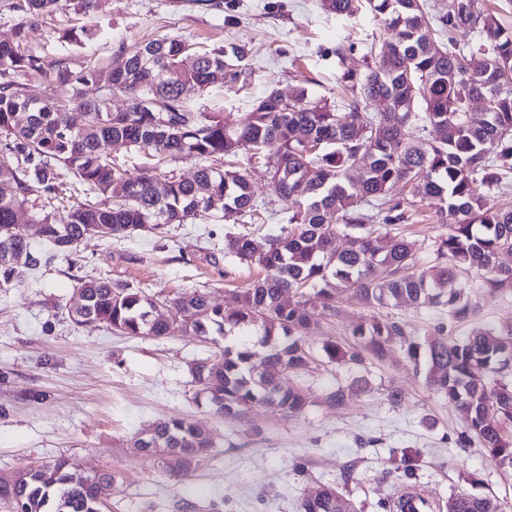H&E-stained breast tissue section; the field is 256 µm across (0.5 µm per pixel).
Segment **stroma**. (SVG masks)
I'll list each match as a JSON object with an SVG mask.
<instances>
[{
    "label": "stroma",
    "instance_id": "35a3bbf8",
    "mask_svg": "<svg viewBox=\"0 0 512 512\" xmlns=\"http://www.w3.org/2000/svg\"><path fill=\"white\" fill-rule=\"evenodd\" d=\"M86 27L94 34L72 45V55L104 65L121 47L173 33L249 51L253 73L246 82L219 80L190 94L196 107L238 122L266 90L287 95L303 80L314 97L341 99L343 70L363 72L367 43L390 38L371 14L339 18L322 0H108L94 17L69 9L31 23L26 47L54 58L60 32L81 34ZM247 175L263 207L261 223L210 218L121 241L86 239L69 258L25 272L16 287L0 290V474L58 460L77 474L114 471L117 488L105 512H298L301 499L324 485L342 493L355 512H393L410 489L440 504L462 491L489 495L502 512H512V472L478 442H466L465 418L429 389L400 345L386 361L360 368L283 373L281 385L300 387L306 409L287 419L262 405L240 423L195 397L190 365L213 354L214 345L178 332L163 339L124 336L103 323L70 319L81 278L108 277L163 298L205 291L214 303L234 306L238 290L261 271L225 257V234L277 235L287 225L266 165L249 166ZM432 212L423 205L416 223L390 228L414 240L427 261L448 233ZM458 286L475 307L467 322L450 323L444 307L373 308L346 294L337 316L320 320L306 345L321 354L326 342L349 340L352 326L373 316L405 323L417 336L440 326L452 340L512 325V290L487 292L475 274ZM349 385L362 389L353 402L325 404L328 388ZM171 418L204 424L215 442L185 481L131 446L144 428Z\"/></svg>",
    "mask_w": 512,
    "mask_h": 512
}]
</instances>
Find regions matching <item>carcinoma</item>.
Here are the masks:
<instances>
[{
	"label": "carcinoma",
	"mask_w": 512,
	"mask_h": 512,
	"mask_svg": "<svg viewBox=\"0 0 512 512\" xmlns=\"http://www.w3.org/2000/svg\"><path fill=\"white\" fill-rule=\"evenodd\" d=\"M107 0H18L23 20L14 39L0 42V152L14 167L0 169V289L11 288L22 271H34L69 254L86 238L122 239L153 233L189 219L224 220L257 211L243 168L215 166L224 157L266 156L278 212L288 233L257 237L228 233L224 254L242 265H257L263 278L242 289L236 305L224 308L208 294L173 299L182 332L205 343L217 337L257 336L266 347V373H254L247 341L220 349L212 363L191 367L196 395L217 414L243 421L255 407L272 403L284 417L306 407L303 394L284 388L280 373L310 367L315 358L305 345L318 314L336 315V299L350 292L372 306L404 302L418 307L446 306L465 321L470 301L456 288L459 278L477 273L492 291L512 289V28L491 12L474 10L473 0H323L338 16L368 10L393 33L382 48L370 44L364 72L346 71L349 112L335 102L312 97L306 83L286 97L274 89L258 97L249 120L239 124L221 112L193 106L183 92L206 90L218 71L233 80L251 74L248 54L235 46L200 53V61L180 62L188 41L172 35L122 47L108 65L67 57L48 61L22 49L27 25L39 17L73 9L85 16L102 11ZM434 14H429V10ZM472 33L467 42L456 32ZM39 75L56 89L44 94L30 80ZM99 90L95 100L84 89ZM127 100L112 110V98ZM488 102L484 119L471 118L470 104ZM85 107L76 119L63 107ZM120 141L135 151L153 150L170 159L203 161L190 178L171 171L157 190L153 167L131 173L115 164L101 146ZM411 186L412 198L392 189ZM84 197L65 220L54 212L64 191ZM36 203L30 204V196ZM420 199L437 201L433 218L448 225L435 262L425 263L415 241L391 236L383 227L404 224ZM42 225L44 246H35L25 225ZM343 237L348 246L335 247ZM82 305L69 309L77 324L103 322L125 336L162 338L170 323L156 316L162 301L108 278L78 286ZM354 342H328L330 364L362 367L381 361L397 339L405 357L424 365L429 387L467 419L469 430L496 464L512 470V327L478 331L450 341L437 330L415 339L405 326L373 318L352 330ZM494 374L478 377L475 371ZM355 396L339 386L326 394L342 406ZM135 447L176 477L188 476L214 447L208 430L187 419L162 420ZM115 483L109 471L88 483L72 481L68 464L28 469V478L0 499L16 512H102L95 484ZM441 512H500L497 500L459 493ZM300 512H348L332 487L304 497Z\"/></svg>",
	"instance_id": "carcinoma-1"
}]
</instances>
